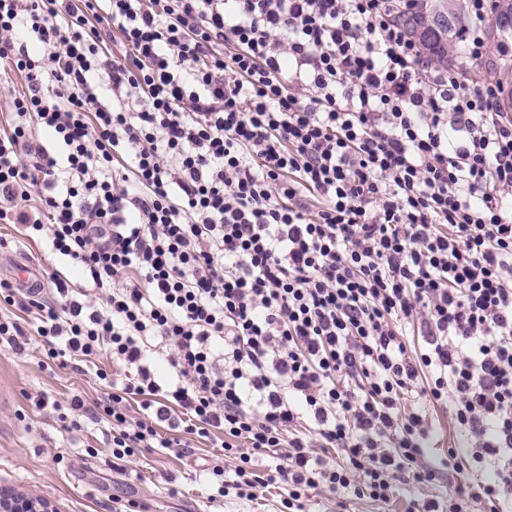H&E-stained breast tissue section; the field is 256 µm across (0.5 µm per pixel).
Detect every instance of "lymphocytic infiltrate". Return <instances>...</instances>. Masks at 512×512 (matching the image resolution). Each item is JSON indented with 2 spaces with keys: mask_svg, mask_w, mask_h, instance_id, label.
<instances>
[{
  "mask_svg": "<svg viewBox=\"0 0 512 512\" xmlns=\"http://www.w3.org/2000/svg\"><path fill=\"white\" fill-rule=\"evenodd\" d=\"M424 2L0 0V59L26 80L0 220L15 207L92 281L75 297L50 273L58 305L30 289L0 343L124 369L97 371L106 403L71 399V428L110 421L119 461L221 437L216 498L274 485L278 512H305L321 490L387 501L409 467L434 479L416 387L451 401L492 479L414 512L512 500V113L502 79L467 75L495 3L470 0L462 66L439 71L396 20Z\"/></svg>",
  "mask_w": 512,
  "mask_h": 512,
  "instance_id": "lymphocytic-infiltrate-1",
  "label": "lymphocytic infiltrate"
}]
</instances>
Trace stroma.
Segmentation results:
<instances>
[{
	"label": "stroma",
	"instance_id": "stroma-1",
	"mask_svg": "<svg viewBox=\"0 0 512 512\" xmlns=\"http://www.w3.org/2000/svg\"><path fill=\"white\" fill-rule=\"evenodd\" d=\"M26 261L39 270L30 286L49 287L48 275L54 271L71 288L86 285V275L54 254L46 240L25 239L15 225L0 222V280L16 278L17 264ZM99 368L111 370L108 355L78 370L47 359L37 342L22 353L0 344V487L51 500L58 512H114L116 502L130 500L137 503L135 512H276L280 491L273 486L257 489L253 501L233 496L210 501L205 470L220 453L211 442L197 443L189 456L154 448L116 464L107 449L112 431L107 421L87 420L81 430L72 431L53 410L33 406L31 398L40 392L63 404L76 395L90 403L103 399L95 378ZM407 406L430 423L421 446L424 463L437 468L435 479L395 478L393 495L385 503L350 490L339 496L319 493L308 501L309 512H409L414 503L453 497L461 476L443 461L449 448L467 447L466 436L454 428L449 407L432 405L414 393Z\"/></svg>",
	"mask_w": 512,
	"mask_h": 512
}]
</instances>
